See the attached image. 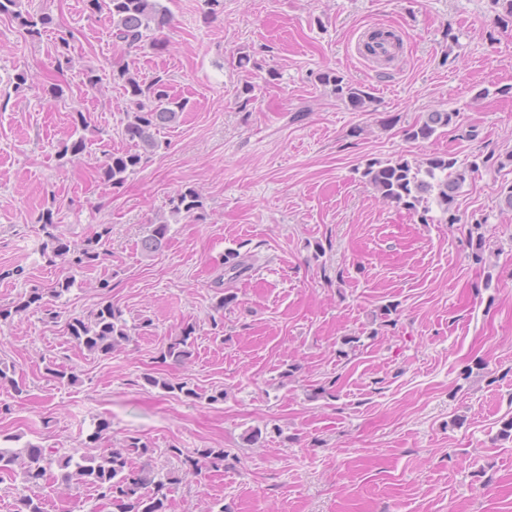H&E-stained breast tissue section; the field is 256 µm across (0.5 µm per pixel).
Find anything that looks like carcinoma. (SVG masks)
<instances>
[{
    "instance_id": "carcinoma-1",
    "label": "carcinoma",
    "mask_w": 512,
    "mask_h": 512,
    "mask_svg": "<svg viewBox=\"0 0 512 512\" xmlns=\"http://www.w3.org/2000/svg\"><path fill=\"white\" fill-rule=\"evenodd\" d=\"M88 4L93 10L103 7L108 10L112 17V42L126 51L144 48L151 33L163 30L171 21L170 12L161 0H88ZM21 7V0H0V14L12 15L20 20L31 38L41 37L45 29L52 25V17L46 13L24 12ZM71 42L70 33L58 31L55 63L59 71L74 62ZM112 80L122 82L127 102L122 134L131 148L108 155L100 168V179L106 187L122 184L127 175L141 164L143 156L157 150L160 147L157 139L159 131L175 123L187 106V102L171 98L168 79L160 75L147 83L123 67L112 74ZM318 80L324 85L333 86L336 96L347 99L354 108L365 107L367 94L344 77L327 71L321 73ZM456 117L455 112H429L422 122L405 129V135L413 141L428 140L438 130L453 124ZM86 148L85 139L79 137L64 143L57 157L70 155L75 158L83 154ZM477 169V163H461L448 153L414 162L398 160L383 164L370 161L365 165L361 178L382 198L418 214L423 224L434 221L454 224L456 218L451 209L455 198L470 173ZM432 203L440 211L437 219L429 216ZM170 205L173 216H191L203 207L200 194L193 188L180 191L171 199ZM55 228L52 212L48 211L43 224L47 237L44 248L51 249L52 257L60 259L62 263L87 269L97 266L105 256L103 246L108 229H103L80 247L73 248L54 233ZM168 231L169 224L163 216L143 238L142 249L149 253L159 251L166 243ZM31 308L45 312L51 321L58 317L44 294L34 290L24 296L14 310L0 309V319L5 321L12 314ZM66 329L70 339L92 355H109L129 342L131 337L130 328L121 312L110 304L102 306L88 318H69ZM165 356L175 361L190 358L187 339L170 344ZM147 382L169 392L177 390L187 396H198L185 382L173 383L156 378H149ZM109 428V422H98L95 431L88 437L84 451L76 450L68 455L55 456L32 443L17 449L0 447V474L20 478L25 490L17 500L15 512H44L43 495L39 494V490L46 486L68 491L76 497L82 489L88 488L94 492L96 500L112 506L113 512H167V494L164 490L177 483L178 478L171 472L163 474L156 470L149 460L154 449L135 437L126 439L118 448L95 452L94 444L103 439V434ZM136 457H144L146 462L136 467L133 464ZM224 458V449L205 448L197 458H190L188 462L199 473L204 468L219 470L224 466Z\"/></svg>"
}]
</instances>
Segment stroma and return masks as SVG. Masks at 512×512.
<instances>
[{"label": "stroma", "mask_w": 512, "mask_h": 512, "mask_svg": "<svg viewBox=\"0 0 512 512\" xmlns=\"http://www.w3.org/2000/svg\"><path fill=\"white\" fill-rule=\"evenodd\" d=\"M30 3L53 19L41 39L0 16V308L65 277L73 284L51 302L58 319L30 310L0 322V361L25 386L0 387V435L64 454L107 420L100 447L140 438L154 465L178 476L168 512H512V438L500 435L512 419V210L499 198L512 166L484 162L512 151V23L499 21L500 7L220 0L212 10L163 0L166 48L128 52L113 44L108 12L85 0ZM376 28L400 37L384 64L357 53ZM59 30L76 50L63 72L53 62ZM122 66L167 77L189 105L160 131L163 148L112 188L99 167L129 146L111 80ZM89 67L100 89L84 85ZM325 71L361 86L369 106L336 97L318 80ZM247 82L257 98L245 106ZM55 86L63 97L51 98ZM435 110L457 111L456 124L407 139ZM79 137L85 153L59 160L61 144ZM447 152L481 163L458 193L454 224L420 223L361 178L372 160ZM188 186L203 209L171 216L170 199ZM48 211L76 246L110 228L106 260L91 271L50 261ZM161 216L167 243L145 253ZM478 221L479 264L469 244ZM230 250L240 274L224 267ZM102 277L109 290L97 289ZM108 303L132 338L112 355L89 354L65 324ZM185 337L191 357L164 358ZM255 430L260 441L247 442ZM172 447L227 456L201 477Z\"/></svg>", "instance_id": "stroma-1"}]
</instances>
